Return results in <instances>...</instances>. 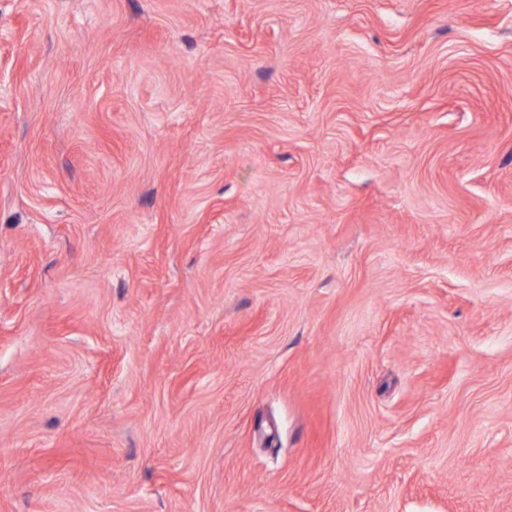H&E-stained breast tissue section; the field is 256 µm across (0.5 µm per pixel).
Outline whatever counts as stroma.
<instances>
[{
    "instance_id": "1",
    "label": "stroma",
    "mask_w": 512,
    "mask_h": 512,
    "mask_svg": "<svg viewBox=\"0 0 512 512\" xmlns=\"http://www.w3.org/2000/svg\"><path fill=\"white\" fill-rule=\"evenodd\" d=\"M0 512H512V0H0Z\"/></svg>"
}]
</instances>
